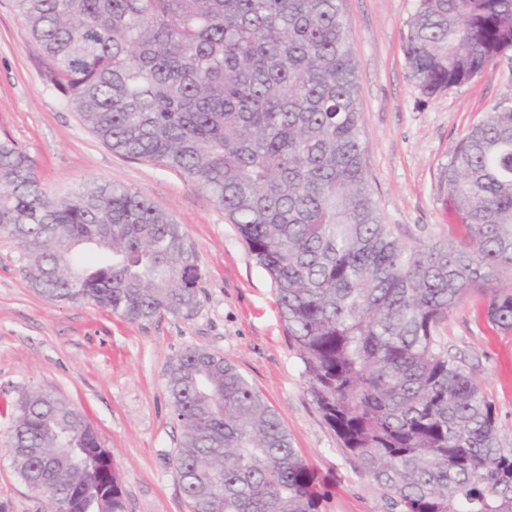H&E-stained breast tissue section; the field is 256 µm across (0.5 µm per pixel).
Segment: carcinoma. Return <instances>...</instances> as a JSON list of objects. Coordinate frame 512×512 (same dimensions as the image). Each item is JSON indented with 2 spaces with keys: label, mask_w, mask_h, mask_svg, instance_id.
Segmentation results:
<instances>
[{
  "label": "carcinoma",
  "mask_w": 512,
  "mask_h": 512,
  "mask_svg": "<svg viewBox=\"0 0 512 512\" xmlns=\"http://www.w3.org/2000/svg\"><path fill=\"white\" fill-rule=\"evenodd\" d=\"M44 84L113 152L172 170L235 224L275 286L316 408L385 512H512V440L495 404L441 345L473 291L512 331V99L450 151L465 236L407 246L382 222L363 166L357 61L338 0H13ZM512 51V0H417L405 37L427 96ZM0 234L30 288L131 324L200 307L194 244L132 190L89 181L63 197L0 139ZM93 245L103 258L79 254ZM192 512H320L310 465L264 397L223 357L168 365ZM20 480L51 512H127L120 474L66 400L33 391L11 413Z\"/></svg>",
  "instance_id": "carcinoma-1"
}]
</instances>
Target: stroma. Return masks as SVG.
<instances>
[{
  "instance_id": "1",
  "label": "stroma",
  "mask_w": 512,
  "mask_h": 512,
  "mask_svg": "<svg viewBox=\"0 0 512 512\" xmlns=\"http://www.w3.org/2000/svg\"><path fill=\"white\" fill-rule=\"evenodd\" d=\"M358 61L364 166L384 223L410 245L454 239L462 221L441 180L451 148L496 101L512 98V60L446 93L423 94L410 77L404 38L416 0H339ZM11 0H0V138L37 163L62 197L96 181L124 186L182 224L199 256L201 307L130 325L89 306L50 302L20 272L21 250L0 235V507L48 512L16 475L7 449L11 409L41 390L69 401L112 453L128 512H190L173 471L180 427L166 389L172 357L200 347L237 366L261 391L294 448L326 483L325 512H382L377 485L359 474L308 393L282 322L274 284L223 209L168 169L112 152L46 87ZM486 295L469 294L439 331L493 400L512 439V331L492 328Z\"/></svg>"
}]
</instances>
